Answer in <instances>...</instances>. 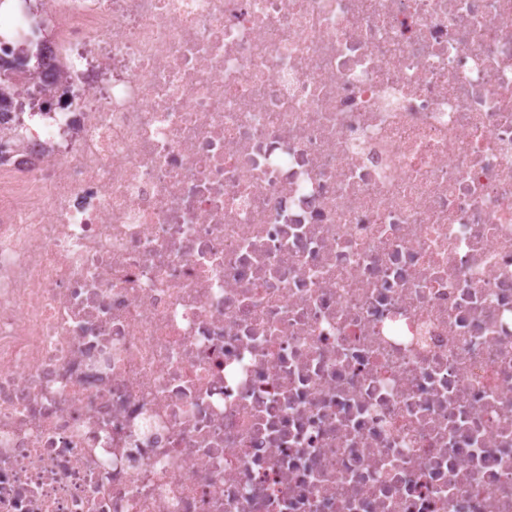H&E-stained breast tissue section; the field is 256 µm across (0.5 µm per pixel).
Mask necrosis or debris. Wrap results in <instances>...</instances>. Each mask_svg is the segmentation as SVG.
Instances as JSON below:
<instances>
[{
  "label": "necrosis or debris",
  "instance_id": "obj_1",
  "mask_svg": "<svg viewBox=\"0 0 512 512\" xmlns=\"http://www.w3.org/2000/svg\"><path fill=\"white\" fill-rule=\"evenodd\" d=\"M40 3L0 512H512V0Z\"/></svg>",
  "mask_w": 512,
  "mask_h": 512
}]
</instances>
